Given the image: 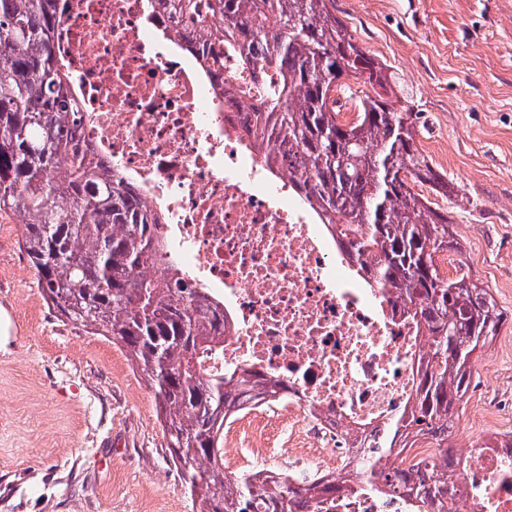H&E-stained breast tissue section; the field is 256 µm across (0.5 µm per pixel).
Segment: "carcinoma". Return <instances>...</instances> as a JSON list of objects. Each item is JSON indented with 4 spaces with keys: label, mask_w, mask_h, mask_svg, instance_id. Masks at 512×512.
I'll list each match as a JSON object with an SVG mask.
<instances>
[{
    "label": "carcinoma",
    "mask_w": 512,
    "mask_h": 512,
    "mask_svg": "<svg viewBox=\"0 0 512 512\" xmlns=\"http://www.w3.org/2000/svg\"><path fill=\"white\" fill-rule=\"evenodd\" d=\"M167 2L190 23L187 39H207L220 24L212 65L224 73V48L235 51L250 73L239 97H253L264 80L254 137L288 154L305 198L357 256L356 273L419 324L427 347L410 407L366 437L386 456L427 441L446 462L391 469L378 457L356 462L353 473L406 493L416 512L442 507L456 479L448 436L473 364L505 315L489 289L466 274L448 277L437 261L456 248V233L415 185L443 181L418 148L412 113L386 100L387 65L360 46L334 0ZM56 22V0H0V214L23 226L22 250L57 313L127 350L155 392L172 461L203 512H314L335 484L224 473V421L285 395L288 382L241 368L201 375L204 357L224 343V313L204 289L149 273L163 259L157 225L135 193L81 151L82 118L54 59ZM350 77L376 92L344 122L336 91Z\"/></svg>",
    "instance_id": "carcinoma-1"
}]
</instances>
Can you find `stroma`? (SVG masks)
Segmentation results:
<instances>
[{"label": "stroma", "mask_w": 512, "mask_h": 512, "mask_svg": "<svg viewBox=\"0 0 512 512\" xmlns=\"http://www.w3.org/2000/svg\"><path fill=\"white\" fill-rule=\"evenodd\" d=\"M410 102L419 147L448 192L421 185L465 269L507 314L474 364L449 448L512 433V0H336ZM0 216V512H200L174 466L153 390L123 347L62 321Z\"/></svg>", "instance_id": "stroma-1"}]
</instances>
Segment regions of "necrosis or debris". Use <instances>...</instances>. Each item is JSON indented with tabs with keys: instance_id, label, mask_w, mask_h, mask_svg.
Instances as JSON below:
<instances>
[{
	"instance_id": "necrosis-or-debris-1",
	"label": "necrosis or debris",
	"mask_w": 512,
	"mask_h": 512,
	"mask_svg": "<svg viewBox=\"0 0 512 512\" xmlns=\"http://www.w3.org/2000/svg\"><path fill=\"white\" fill-rule=\"evenodd\" d=\"M55 57L84 114L82 143L120 177L159 226L180 277L224 307V347L205 376L251 368L288 383L284 400L244 410L249 451L235 466L297 483L343 480L315 512H414L395 491L345 481L358 427L408 406L418 324L383 289L362 287L281 162L243 130L259 99L237 100L241 71L212 80L174 35L165 0H61ZM286 430L294 446L267 448ZM457 489L437 512H512V436L458 449Z\"/></svg>"
}]
</instances>
